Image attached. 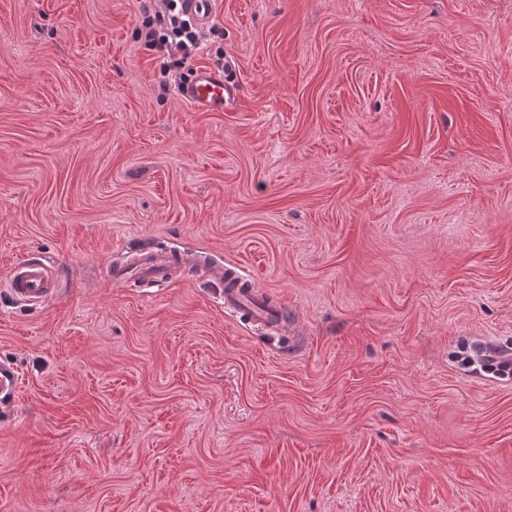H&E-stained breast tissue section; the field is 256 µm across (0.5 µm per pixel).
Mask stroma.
Segmentation results:
<instances>
[{
    "label": "stroma",
    "instance_id": "35a3bbf8",
    "mask_svg": "<svg viewBox=\"0 0 512 512\" xmlns=\"http://www.w3.org/2000/svg\"><path fill=\"white\" fill-rule=\"evenodd\" d=\"M138 14L0 0V512H512V378L455 358L512 354V0H212L211 112ZM147 243L193 272L113 282ZM237 87L210 68H199L193 79L179 89V96L196 112L224 109L233 102ZM9 290L19 302L48 299L53 292L48 266L42 261L30 259L18 263L12 271ZM224 309L246 317L254 324L281 318L283 313L280 306L265 302L252 289L247 293H242L238 289L224 290ZM19 393V374L12 365L0 361V407L2 414L11 409Z\"/></svg>",
    "mask_w": 512,
    "mask_h": 512
}]
</instances>
